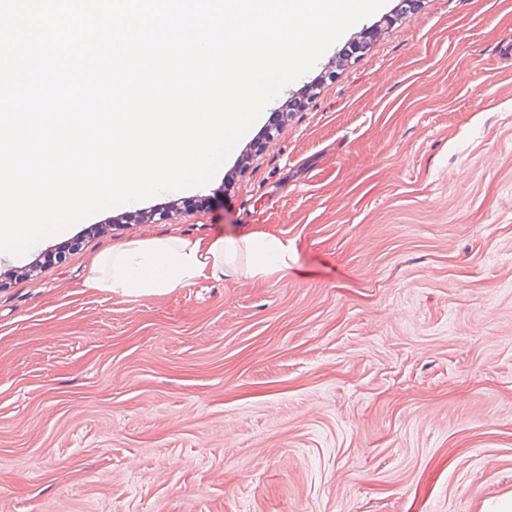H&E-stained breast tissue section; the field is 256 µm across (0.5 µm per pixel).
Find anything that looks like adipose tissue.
<instances>
[{
	"label": "adipose tissue",
	"instance_id": "adipose-tissue-1",
	"mask_svg": "<svg viewBox=\"0 0 512 512\" xmlns=\"http://www.w3.org/2000/svg\"><path fill=\"white\" fill-rule=\"evenodd\" d=\"M294 245L254 233L239 239L171 238L131 241L99 256L85 278L89 288L125 295H161L202 277L222 279L237 273L246 258L249 277L286 270Z\"/></svg>",
	"mask_w": 512,
	"mask_h": 512
}]
</instances>
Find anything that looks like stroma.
<instances>
[{"mask_svg":"<svg viewBox=\"0 0 512 512\" xmlns=\"http://www.w3.org/2000/svg\"><path fill=\"white\" fill-rule=\"evenodd\" d=\"M386 0L209 183L0 256V512H482L512 493V0ZM287 274L85 287L135 240Z\"/></svg>","mask_w":512,"mask_h":512,"instance_id":"35a3bbf8","label":"stroma"}]
</instances>
